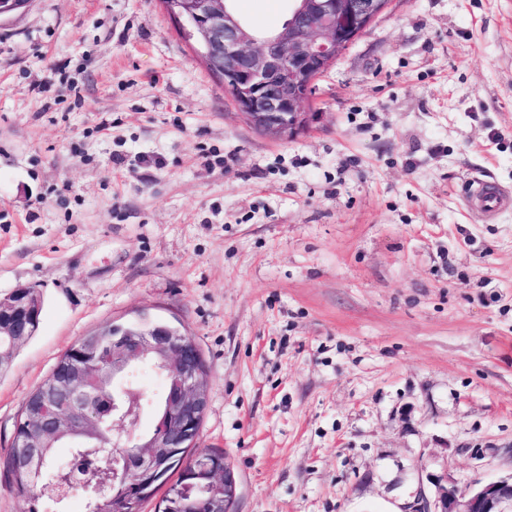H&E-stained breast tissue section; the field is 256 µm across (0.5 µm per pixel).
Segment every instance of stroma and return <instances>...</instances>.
<instances>
[{"mask_svg":"<svg viewBox=\"0 0 512 512\" xmlns=\"http://www.w3.org/2000/svg\"><path fill=\"white\" fill-rule=\"evenodd\" d=\"M235 7L274 30L292 4ZM312 109L255 131L159 0L0 20V296L43 297L0 451L64 351L141 310L201 349L235 512H414L512 474V208L462 191L512 187V0H390ZM467 199L471 211L483 221L497 218L512 205V196L507 188L483 182L470 186Z\"/></svg>","mask_w":512,"mask_h":512,"instance_id":"1","label":"stroma"}]
</instances>
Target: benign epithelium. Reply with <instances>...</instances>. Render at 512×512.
<instances>
[{
	"label": "benign epithelium",
	"mask_w": 512,
	"mask_h": 512,
	"mask_svg": "<svg viewBox=\"0 0 512 512\" xmlns=\"http://www.w3.org/2000/svg\"><path fill=\"white\" fill-rule=\"evenodd\" d=\"M228 0H161L171 19L191 28L195 52L212 73L224 77L239 114L256 131L288 140L307 131L319 113L306 109L315 81L372 21L386 9L387 0H293L282 27L261 33L241 24ZM40 298L18 287L0 298V359L13 344L33 335L38 324ZM112 335L108 348L112 380L122 381L137 366L155 360L167 372L166 395L153 434H135L145 402L144 393L131 385L120 397L104 399L86 385L88 367L80 357L54 370L43 395L27 413V433L16 441L17 467L39 469L42 450L63 436H78L92 448H113L112 461L126 456L123 448L137 449L138 471L153 476L173 448L199 447L210 400V382L201 350L193 337L167 321L155 319L107 324L82 340L88 352L100 348L99 337ZM185 481L172 495L181 512H194L205 502L206 512H232L238 476L228 458L212 456L206 463L193 456ZM434 498L422 497L416 512H512V474L466 491L435 480Z\"/></svg>",
	"instance_id": "benign-epithelium-1"
}]
</instances>
